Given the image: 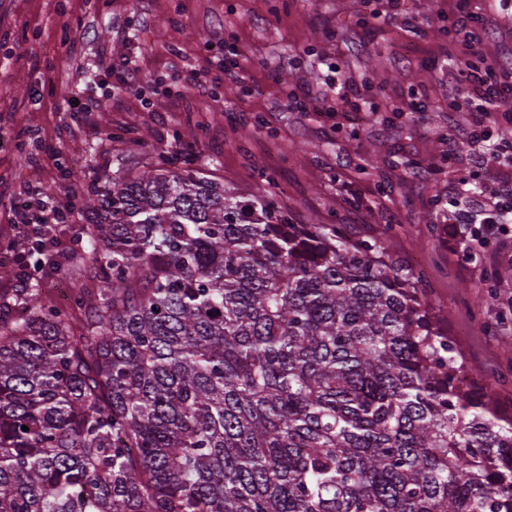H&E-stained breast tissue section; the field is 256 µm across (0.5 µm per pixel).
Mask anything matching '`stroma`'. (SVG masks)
I'll return each mask as SVG.
<instances>
[{
    "instance_id": "obj_1",
    "label": "stroma",
    "mask_w": 512,
    "mask_h": 512,
    "mask_svg": "<svg viewBox=\"0 0 512 512\" xmlns=\"http://www.w3.org/2000/svg\"><path fill=\"white\" fill-rule=\"evenodd\" d=\"M469 6L487 21L476 33L484 56L512 60V19L487 0ZM454 11V0H0V118L32 131L0 144V202L33 187L70 195L69 236L87 220L84 198L124 176L135 153L195 163L244 194L269 177L294 223L387 234L467 365L511 408L512 257L485 262L496 242L477 232L453 254L443 243L447 213L464 203L449 183L489 194L502 166L448 154L467 118L446 66ZM125 58L138 80L121 93L104 69ZM223 60L246 76L239 96L224 93ZM333 78L360 89L359 111L317 112ZM290 92L304 109L288 106ZM414 96L427 111L406 112ZM75 100L96 134L79 131Z\"/></svg>"
}]
</instances>
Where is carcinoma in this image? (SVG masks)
Returning a JSON list of instances; mask_svg holds the SVG:
<instances>
[{"label": "carcinoma", "instance_id": "cac0c4a2", "mask_svg": "<svg viewBox=\"0 0 512 512\" xmlns=\"http://www.w3.org/2000/svg\"><path fill=\"white\" fill-rule=\"evenodd\" d=\"M86 213L69 303L0 288V512H512V415L387 238L152 163Z\"/></svg>", "mask_w": 512, "mask_h": 512}]
</instances>
